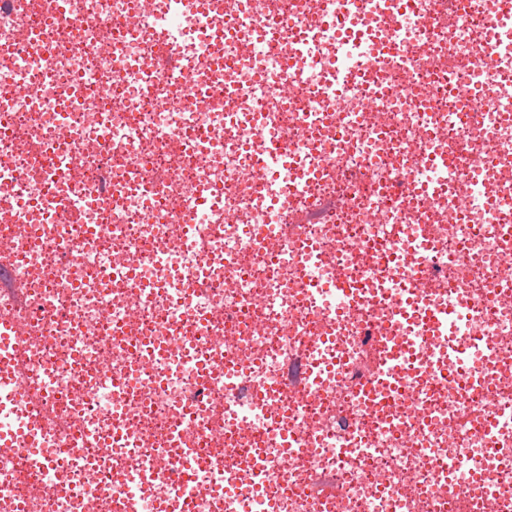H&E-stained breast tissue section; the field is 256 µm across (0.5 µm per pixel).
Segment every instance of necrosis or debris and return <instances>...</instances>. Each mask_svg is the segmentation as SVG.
<instances>
[{
    "label": "necrosis or debris",
    "mask_w": 512,
    "mask_h": 512,
    "mask_svg": "<svg viewBox=\"0 0 512 512\" xmlns=\"http://www.w3.org/2000/svg\"><path fill=\"white\" fill-rule=\"evenodd\" d=\"M510 223L494 0H0V512H512Z\"/></svg>",
    "instance_id": "necrosis-or-debris-1"
}]
</instances>
